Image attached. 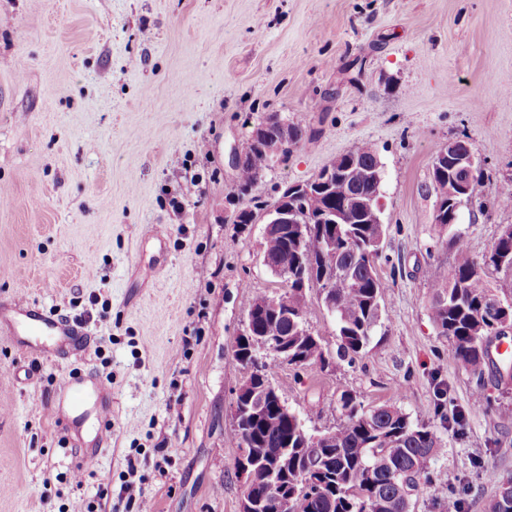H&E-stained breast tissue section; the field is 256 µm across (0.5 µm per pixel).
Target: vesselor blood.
Segmentation results:
<instances>
[{"label": "vessel or blood", "instance_id": "vessel-or-blood-1", "mask_svg": "<svg viewBox=\"0 0 512 512\" xmlns=\"http://www.w3.org/2000/svg\"><path fill=\"white\" fill-rule=\"evenodd\" d=\"M10 311L12 335L28 338L32 347L43 353L59 357L68 350L87 347L91 341L84 325L58 314L30 307L24 301H15ZM108 390V385L102 382L84 394L85 400L94 401L97 407L96 446L83 453L81 462L85 465L94 464L103 453V445L108 442L111 422V407L106 399Z\"/></svg>", "mask_w": 512, "mask_h": 512}]
</instances>
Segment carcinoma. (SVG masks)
<instances>
[{"mask_svg": "<svg viewBox=\"0 0 512 512\" xmlns=\"http://www.w3.org/2000/svg\"><path fill=\"white\" fill-rule=\"evenodd\" d=\"M242 148L247 162L239 170V182L248 187L269 167L260 143L248 137ZM334 178L311 202L285 194L278 201L305 213L304 237L272 234L265 238L263 251L274 264L288 260V274H277L288 283V317L269 314L259 319L268 342L288 340V364L305 360L325 367L326 357L319 337L306 326L312 288L327 291L328 310L336 321L339 340L337 356L352 359L361 354L377 327L386 286L376 273L374 261L366 264L364 252L370 243L383 240L386 225L381 212L364 202L380 196L383 176L377 148L361 143L325 165ZM460 176L433 173V185L446 214L456 213L457 198L476 201L483 192V173L476 168L466 175L467 191L458 194ZM343 204L351 209L349 224H324L321 215ZM336 241V258L330 261L326 245ZM456 252L453 265L431 276L433 289L430 318L440 333L448 337L454 357L468 370L482 376L490 366L484 339L497 335L500 318L493 303L499 300L512 310V291L495 289L488 280L492 269L512 278V233L499 236L490 252L478 262L467 251L464 237L452 238ZM251 344L238 341L236 359L247 358L258 385L269 381L272 364L280 361L270 351L256 363L249 358ZM338 405L343 422L321 432L313 442L299 417L270 416L258 420L249 432L257 448L277 456L288 449V463L278 468L282 489L291 503L289 512H410L413 497L422 486L432 484L431 464L443 451L437 433L425 424L412 421L402 409L382 405L370 409L345 391ZM486 512H512V477L500 485Z\"/></svg>", "mask_w": 512, "mask_h": 512, "instance_id": "cac0c4a2", "label": "carcinoma"}]
</instances>
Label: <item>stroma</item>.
I'll return each mask as SVG.
<instances>
[{
    "label": "stroma",
    "mask_w": 512,
    "mask_h": 512,
    "mask_svg": "<svg viewBox=\"0 0 512 512\" xmlns=\"http://www.w3.org/2000/svg\"><path fill=\"white\" fill-rule=\"evenodd\" d=\"M277 114L302 139L241 188L231 149ZM468 141L480 203L434 222L432 163ZM383 165L387 226L379 323L355 361L312 297L306 325L326 366L271 380L312 432L342 392L431 426L436 488L486 512L512 477V378L478 377L429 316V279L462 234L482 259L512 226V0H0V303L24 298L92 333L57 358L0 325V512H239L232 407L246 372L244 292L263 265L256 202L312 180L360 142ZM167 235L157 240L155 226ZM111 386L109 441L80 465L78 426L53 417L69 377ZM495 403L476 404L478 389Z\"/></svg>",
    "instance_id": "obj_1"
}]
</instances>
